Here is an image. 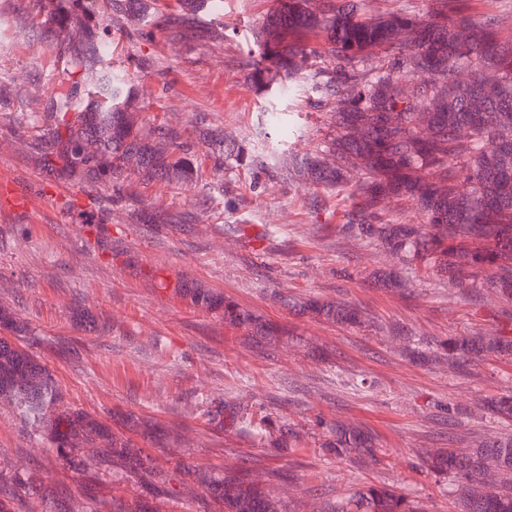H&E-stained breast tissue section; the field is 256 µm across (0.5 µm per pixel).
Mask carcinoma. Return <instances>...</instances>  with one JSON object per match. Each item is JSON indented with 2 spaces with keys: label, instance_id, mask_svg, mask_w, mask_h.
<instances>
[{
  "label": "carcinoma",
  "instance_id": "obj_1",
  "mask_svg": "<svg viewBox=\"0 0 512 512\" xmlns=\"http://www.w3.org/2000/svg\"><path fill=\"white\" fill-rule=\"evenodd\" d=\"M113 9L150 22L145 0H108ZM208 0H178L177 14L163 20L175 40L196 24ZM277 0L258 41L260 61L248 79L270 96H287L304 78L311 59L327 56L330 69L311 75L312 88L330 107V138L315 152L291 155L294 175L324 188L358 187L345 211V230L374 240L414 269L448 274L462 291L488 286L512 301V41L498 36L488 17L467 12L463 0H431L417 18L401 9L371 14L364 0ZM49 24L65 48L76 43L72 73L100 66L87 104L67 97L52 103L50 127L41 141L44 165L73 181L107 186L128 169L141 178L189 181L194 162L180 132L138 121L134 89L104 65L107 45L74 21L69 0H47ZM212 156L239 167L252 163L245 146L215 131L202 132ZM413 204L419 224L383 216L382 203ZM173 292L206 310L224 309V322L261 341L279 330L252 311L205 288L178 283ZM284 305L338 324L360 323L357 310L338 301ZM29 326L0 308V401L10 403L27 433L45 440L56 461L82 476L85 491L119 475L141 489L133 503L112 497V512H154V501L177 500L189 483L204 488L197 512L209 501L223 512H279L267 480L251 471L208 474L182 461L156 465L145 448L89 413L65 403L51 371L10 340ZM448 367L461 369L477 357L512 355V336H451ZM490 413L512 422V396L487 401ZM327 449L338 456L375 455L364 431L332 426ZM436 481L451 480L460 512H512V437L485 442L471 452L442 448L424 460ZM0 512H72L59 490L34 475L0 468ZM336 512H412L398 490L358 489Z\"/></svg>",
  "mask_w": 512,
  "mask_h": 512
}]
</instances>
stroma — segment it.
<instances>
[{"label": "stroma", "mask_w": 512, "mask_h": 512, "mask_svg": "<svg viewBox=\"0 0 512 512\" xmlns=\"http://www.w3.org/2000/svg\"><path fill=\"white\" fill-rule=\"evenodd\" d=\"M274 5L207 6L200 38L188 43L119 11L83 16L101 25L107 63L130 77L140 118L178 130L195 152L191 185L132 175L113 203L102 185H76L44 167L50 103L76 94L77 78L40 0H0V306L29 323L20 344L70 404L103 421L132 413L174 429L153 451L162 465L267 473L283 512H333L370 484L402 491L422 512H459L425 472L423 453L512 435L482 407L512 395V358L485 357L456 374L443 343L511 326L512 302L486 287L463 294L446 274L410 269L343 233L356 182L325 189L288 174L290 153L323 144L329 115L311 90L277 99L248 82ZM206 129L250 148L252 167L216 170L199 138ZM152 210L192 220L141 223ZM380 271L396 273L399 287H381ZM179 279L255 312L284 337L254 343L222 311L173 295L168 285ZM286 296L348 302L362 322L296 313ZM78 311L93 316L95 330L76 322ZM453 404L464 406L462 416L449 417ZM209 409L267 418L271 436L255 438L229 420L214 427ZM337 421L374 437L375 460L326 451ZM0 466L39 469L77 506L98 512H111L113 495L136 491L106 484L88 501L4 402Z\"/></svg>", "instance_id": "35a3bbf8"}]
</instances>
